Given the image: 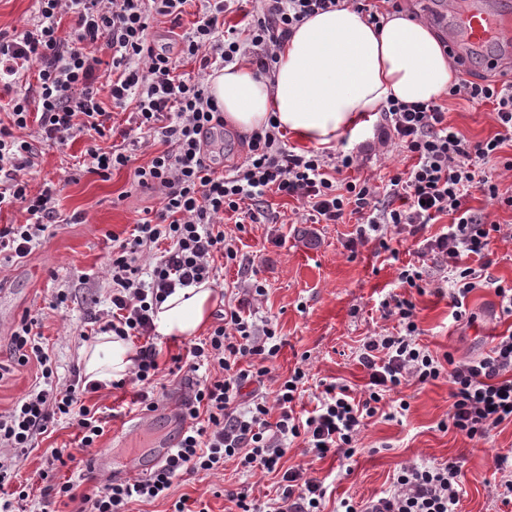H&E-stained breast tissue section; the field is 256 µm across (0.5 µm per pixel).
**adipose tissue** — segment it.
I'll list each match as a JSON object with an SVG mask.
<instances>
[{
    "instance_id": "adipose-tissue-1",
    "label": "adipose tissue",
    "mask_w": 512,
    "mask_h": 512,
    "mask_svg": "<svg viewBox=\"0 0 512 512\" xmlns=\"http://www.w3.org/2000/svg\"><path fill=\"white\" fill-rule=\"evenodd\" d=\"M458 81L436 32L396 13L374 30L349 8L322 13L299 25L278 52L273 80L257 78L245 62L210 80L225 122L250 132L276 118L296 140L328 146L360 128L388 98L406 103L437 100ZM215 305L208 284L176 289L154 316L161 337L195 335ZM133 366L126 342L97 336L85 353L89 380L109 384Z\"/></svg>"
}]
</instances>
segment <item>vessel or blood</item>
<instances>
[{
	"instance_id": "1",
	"label": "vessel or blood",
	"mask_w": 512,
	"mask_h": 512,
	"mask_svg": "<svg viewBox=\"0 0 512 512\" xmlns=\"http://www.w3.org/2000/svg\"><path fill=\"white\" fill-rule=\"evenodd\" d=\"M431 14L447 28L453 48L467 49L488 64L512 58V37L505 34L500 13L485 0H439Z\"/></svg>"
}]
</instances>
